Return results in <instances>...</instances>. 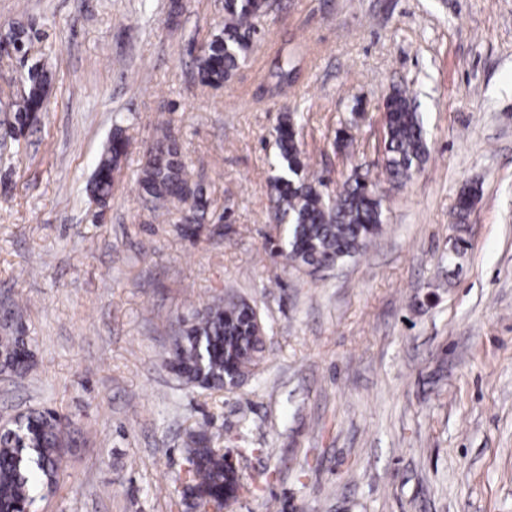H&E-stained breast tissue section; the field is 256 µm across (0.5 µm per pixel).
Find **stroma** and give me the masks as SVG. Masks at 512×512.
<instances>
[{
    "mask_svg": "<svg viewBox=\"0 0 512 512\" xmlns=\"http://www.w3.org/2000/svg\"><path fill=\"white\" fill-rule=\"evenodd\" d=\"M223 18L224 0H0V31H40L27 58L0 56V336L22 328L32 353L24 376L0 372V422L42 407L72 422L34 512H191L202 425L242 474L230 512H512V0H276L215 90L189 49ZM287 59L304 149L333 183L380 175L392 87L429 145L384 186L382 236L312 274L271 251L282 101L266 77ZM36 63L48 109L17 133L8 104ZM164 123L202 164L210 212L230 213L223 234L185 238L137 195ZM118 125L130 148L102 206L86 187ZM228 294L260 313L265 360L213 393L166 360L181 319Z\"/></svg>",
    "mask_w": 512,
    "mask_h": 512,
    "instance_id": "stroma-1",
    "label": "stroma"
}]
</instances>
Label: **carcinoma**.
Instances as JSON below:
<instances>
[{
  "instance_id": "obj_1",
  "label": "carcinoma",
  "mask_w": 512,
  "mask_h": 512,
  "mask_svg": "<svg viewBox=\"0 0 512 512\" xmlns=\"http://www.w3.org/2000/svg\"><path fill=\"white\" fill-rule=\"evenodd\" d=\"M269 0H224L222 27L195 56L199 83L220 88L230 82L245 63L252 46L256 23L267 16ZM273 91L288 97V88L298 79V70L280 65L271 74ZM27 89L13 105L20 127L32 112L45 109L49 75L37 65L22 74ZM276 127L277 153L271 163V206L268 218L284 225L279 255L295 269L318 271L338 266L361 254L384 230L381 194L366 185L358 173L348 176L334 191L325 177L308 171L300 139L298 108L283 103ZM129 141L117 126L95 164L90 191L106 205L120 173ZM382 175L393 187H401L426 161L428 145L421 113L410 92L393 89L385 99ZM134 178L138 196L159 199L154 216L177 214L183 235H196L208 220L209 201L203 187L193 179L171 129L166 127L145 153ZM477 192L461 190L456 202L459 219L470 214ZM265 352V328L250 303L235 297H220L196 311L184 324L169 351L167 363L176 365L178 376L199 387L221 392L230 381L227 369L240 378L256 369ZM31 367L27 343L22 336H0V368L23 375ZM66 418L53 410H29L8 421L0 430V512L32 509L39 490L57 483L66 447ZM183 492L195 498L196 506L221 508L224 488L233 491L236 479L224 469V453L211 446L207 430L191 435L185 457Z\"/></svg>"
}]
</instances>
